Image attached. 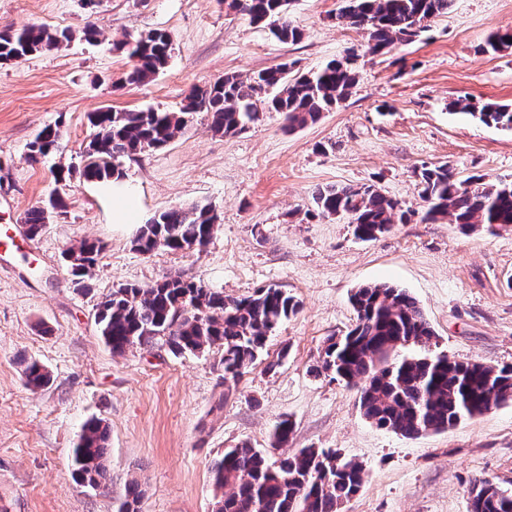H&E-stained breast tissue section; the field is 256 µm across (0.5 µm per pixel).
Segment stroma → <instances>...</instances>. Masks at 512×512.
Wrapping results in <instances>:
<instances>
[{
  "label": "stroma",
  "instance_id": "obj_1",
  "mask_svg": "<svg viewBox=\"0 0 512 512\" xmlns=\"http://www.w3.org/2000/svg\"><path fill=\"white\" fill-rule=\"evenodd\" d=\"M340 6L292 0L289 19L302 37L283 44L226 0H100L92 10L81 0H0V30L38 23L74 34L0 64V226L16 232L12 255L0 260V512H113L132 480L143 491L140 512H212L211 465L242 442L273 459L329 448L360 462L363 486L340 512H470L480 482L512 491V402L406 438L367 421L356 389L312 371L327 339L355 320L351 291L384 283L416 298L436 333L433 353L512 365V226L491 234L425 222L415 176L444 163L462 180H512V131L454 106L462 96L512 104V49L484 50L490 35L512 31V0H454L418 37L380 56L368 52L365 31L339 19ZM89 23L99 31L91 43L79 36ZM153 30L171 36L168 66L149 83H124L130 62L116 42ZM349 53L358 83L316 124L288 131L280 114L263 111L224 135L199 112L169 145L124 160L142 221L194 202L215 209L220 220L202 251L138 252L136 227L112 223L109 205L78 174L98 109L175 111L224 73L249 76L284 61L307 72ZM56 123L60 151L31 160L34 134ZM330 184L375 186L408 220L363 242L344 221L307 217L313 193ZM55 192L65 212L29 239L26 212ZM83 240L103 250L89 290L78 291L63 253ZM174 274L228 298L275 286L301 308L231 383L217 347L176 355L159 336L112 353L94 322L97 304L117 284ZM32 361L49 371L47 387L26 386ZM93 417L109 429L112 476L96 491L76 482L71 465ZM284 418L294 433L272 447Z\"/></svg>",
  "mask_w": 512,
  "mask_h": 512
}]
</instances>
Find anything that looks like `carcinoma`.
I'll return each instance as SVG.
<instances>
[{
	"label": "carcinoma",
	"mask_w": 512,
	"mask_h": 512,
	"mask_svg": "<svg viewBox=\"0 0 512 512\" xmlns=\"http://www.w3.org/2000/svg\"><path fill=\"white\" fill-rule=\"evenodd\" d=\"M290 0H230L229 7L257 25L269 28L279 42L301 39V31L288 19ZM453 0H344L338 17L368 33V51L387 53L397 42L419 36L424 22L448 13ZM71 39L67 31L42 24L0 30V62L17 63L43 49ZM130 62L126 81L144 83L163 71L171 58V41L154 30L121 42ZM512 48V32L495 33L486 49ZM294 63L284 62L243 77H224L195 90L177 112L154 109L92 113L95 133L84 150L79 174L88 182H103L124 175L123 158L132 159L171 143L188 125L195 112L206 113L209 128L224 135L236 134L258 118L257 103L283 115L293 131L317 122L323 113L345 101L356 85L353 55L333 59L313 72L293 73ZM455 106L488 126L512 130V106H477L467 97ZM59 125L45 126L28 144L29 158L36 161L59 151ZM418 187L427 204L425 220H446L462 230L485 227L494 232L512 226V181L487 183L481 175L459 182L448 165L424 167L417 173ZM317 217L346 219L354 235L372 241L406 219L399 203L373 185H329L312 195ZM65 202L52 196L24 217L26 234L39 237L50 219L60 215ZM218 215L208 204L193 203L156 214L143 225L133 243L149 253L163 247L172 251H201L209 243ZM98 241L83 240L67 251L86 255L85 264L70 270L75 288H88L91 269L101 253ZM351 303L356 313L353 327L336 342L328 339L313 372H332L339 380L358 387L359 408L365 419L380 429L405 437H418L456 426L462 420L485 413L491 394L502 402L512 400V366L492 367L458 361L430 352L435 332L414 297L387 284L362 285ZM300 309L285 290L259 288L253 294L224 299V291L202 280L169 275L146 287L120 284L101 301L95 323L105 344L114 353L167 337L174 354H200L214 347L224 350L220 365L224 382L236 381L259 357L278 326ZM416 346L418 356L396 359L400 348ZM26 385H49L50 373L31 362L24 370ZM288 419L277 423L273 447L288 443L293 435ZM108 429L99 418L84 422L72 449V466L83 486L97 490L107 484L105 465ZM216 488L224 491L215 512H339V506L355 495L364 481V469L334 450L303 448L272 461L265 451L244 442L224 449L211 467ZM137 486L129 484L125 498L113 512H138ZM471 512H512V493L483 482L471 500Z\"/></svg>",
	"instance_id": "obj_1"
}]
</instances>
